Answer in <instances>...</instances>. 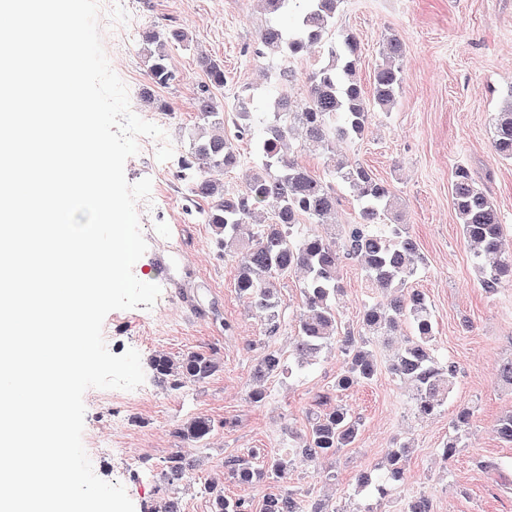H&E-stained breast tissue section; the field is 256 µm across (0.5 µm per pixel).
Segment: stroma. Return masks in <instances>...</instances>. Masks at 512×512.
<instances>
[{
    "mask_svg": "<svg viewBox=\"0 0 512 512\" xmlns=\"http://www.w3.org/2000/svg\"><path fill=\"white\" fill-rule=\"evenodd\" d=\"M143 18L141 32L169 25L184 28L188 46L171 47L182 75L178 84L153 86L141 48L124 52L120 34L101 23L111 67L128 87L132 110L140 117L160 115L170 140L186 152V132L195 122L193 98L202 80L197 58L207 55L224 66L225 106L250 86L265 91L263 68L245 53L264 22L256 0H125ZM336 28L354 33L360 43L358 73L370 87L380 62L382 39L396 34L406 46L403 84L389 113H374L368 133L343 145L395 194L426 264L412 277L424 291L436 325L435 354L459 367L454 392L434 415L419 416L409 392L388 370L400 337L372 341L382 369L372 381L342 396V404L361 426L355 444L339 455L318 460L295 457L287 482L253 485L225 483L230 496L261 504L271 493L290 488L306 504L326 512H397L407 492H421L433 512H512V444L500 440L496 424L512 411V392L496 384L500 363L512 357V284L491 295L476 280L449 195L456 166L467 168L494 201L506 226L504 247L512 252V161L491 146V118L512 87V0H343ZM171 109L158 113L153 99ZM129 182L151 178L163 205L141 216L147 252L134 264L135 277L160 286L152 309L109 313L103 336L113 355L136 349L145 381L136 396L89 389L84 441H96L102 454L92 460L98 477L122 483L135 512H163L166 502L180 512H215L203 486L224 474V459L253 448L281 453L287 427L305 428L318 394L327 390L343 366L339 351L323 354L303 373L278 375L264 383L269 397L258 405L248 397L255 388L254 342L261 323L235 288L236 262L221 255L209 225L195 220L196 202L185 197L177 159L159 161L155 149L140 144L125 164ZM344 290L336 306L352 329H359L366 305L379 302L365 271L345 261ZM303 276L280 280L285 326L275 340L287 350L302 306ZM214 357L217 371L205 382L172 389L157 377L153 356L188 352ZM470 410L464 446L450 460L439 449L459 408ZM203 415L214 423L205 443L176 437L177 428ZM406 442L404 484L379 496L360 486V474L375 472L391 448ZM196 462L189 479L168 484L163 477L172 451ZM138 463H129L128 454Z\"/></svg>",
    "mask_w": 512,
    "mask_h": 512,
    "instance_id": "stroma-1",
    "label": "stroma"
}]
</instances>
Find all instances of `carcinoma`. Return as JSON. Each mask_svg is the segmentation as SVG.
Returning a JSON list of instances; mask_svg holds the SVG:
<instances>
[{
  "instance_id": "1",
  "label": "carcinoma",
  "mask_w": 512,
  "mask_h": 512,
  "mask_svg": "<svg viewBox=\"0 0 512 512\" xmlns=\"http://www.w3.org/2000/svg\"><path fill=\"white\" fill-rule=\"evenodd\" d=\"M343 0H257L268 16L249 51L256 64L271 58L285 60L318 43L327 44L328 62L307 77L308 92L302 99L271 89L266 92L270 112L260 130L253 126L258 90L247 87L237 95L234 111L236 134L224 135V104L215 91L224 89V66L207 57L199 59L205 76L195 97L197 125L188 133L189 147L179 160V169L189 196L207 202L198 207L196 220L210 225L217 245L237 256L236 288L264 326L261 353L253 366V377L261 382L284 371L299 372L334 344L345 356L344 367L326 393L318 398V410L308 417L303 433L288 434V452L254 464L256 451L247 450L224 461V476L238 482H284L293 457L308 459L335 456L355 443L360 422L335 398L353 387L370 382L379 371L369 349L368 337L392 336L403 323L410 336L390 364L392 376L411 387L414 408L430 416L452 393L457 365L436 358L433 348L434 323L426 294L408 286L409 279L425 264L419 244L402 223L391 187L375 178L352 157L336 151L365 133L372 112L389 111L397 102L406 53L395 34L385 35L382 60L373 72V93L366 97L358 77L359 43L347 32L334 35L336 12ZM163 41L147 53L148 73L154 84L168 87L179 81L168 46H187L188 34L177 26L162 30ZM304 133L302 147L326 154L330 180L314 176L287 155L286 141L293 128ZM492 145L504 159L512 160V87L491 122ZM254 140L258 163L252 165L236 141ZM221 167L242 172L243 185L228 193L224 185L210 179L207 170ZM350 188L358 202V221L331 233H309L302 224H328L336 209V184ZM450 195L462 235L471 247L478 284L494 294L504 281L512 282V255L503 252L504 225L491 197L476 183L468 169L456 167ZM273 208L272 222L258 220L265 207ZM254 224L248 236L244 226ZM362 265L371 286L386 302L367 305L362 315V334L342 325L336 311V296L342 292L340 269L344 261ZM292 270L303 273L304 309L289 354L274 346L283 327L280 276ZM158 377L172 387L203 383L218 369L214 358L189 352L178 359L158 355L150 360ZM470 412H458L452 431L440 448L443 460L463 447ZM214 429L211 419L195 416L183 425L178 436L197 442ZM409 446L403 442L391 449L377 491L388 494L387 486L405 482V459ZM193 464L178 453L168 457L167 482L178 483ZM214 497L216 512H254L245 499L224 494V483L205 485ZM259 512H305L295 490L265 497ZM401 512H432V502L423 493L410 494Z\"/></svg>"
}]
</instances>
